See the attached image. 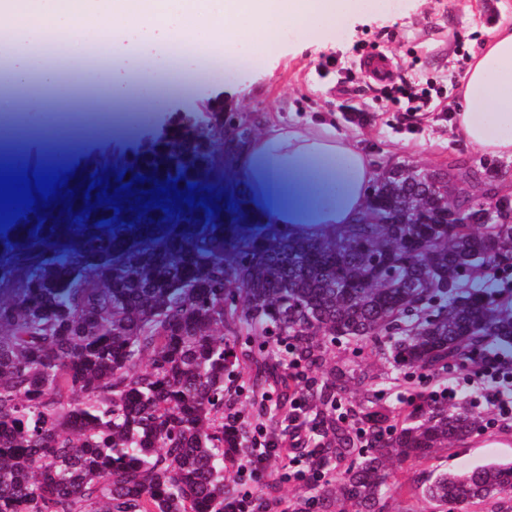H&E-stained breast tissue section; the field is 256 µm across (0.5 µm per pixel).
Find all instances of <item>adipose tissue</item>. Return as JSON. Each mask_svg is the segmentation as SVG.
<instances>
[{
  "mask_svg": "<svg viewBox=\"0 0 512 512\" xmlns=\"http://www.w3.org/2000/svg\"><path fill=\"white\" fill-rule=\"evenodd\" d=\"M350 0H0V46L11 56L0 83L39 98L43 88L66 91L46 46L64 42L66 62L86 55V29L100 32L105 70H115L142 44L163 56L173 50H224L231 74L263 66L280 35L305 29L321 37L347 20ZM452 124L483 153L512 158V24L499 26L475 54L460 87ZM238 200L257 221L289 223L287 188L308 203L306 220L316 230L353 222L366 208V189L376 177L371 157L348 133L325 120L309 126L268 124L235 159Z\"/></svg>",
  "mask_w": 512,
  "mask_h": 512,
  "instance_id": "ef3b65f1",
  "label": "adipose tissue"
}]
</instances>
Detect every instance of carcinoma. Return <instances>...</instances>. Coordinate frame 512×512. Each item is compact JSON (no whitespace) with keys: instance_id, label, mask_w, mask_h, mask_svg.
<instances>
[{"instance_id":"1","label":"carcinoma","mask_w":512,"mask_h":512,"mask_svg":"<svg viewBox=\"0 0 512 512\" xmlns=\"http://www.w3.org/2000/svg\"><path fill=\"white\" fill-rule=\"evenodd\" d=\"M252 135L247 119L216 103L131 159L102 154L89 174L149 171L164 158L166 178L201 189ZM459 174L472 192L455 197ZM421 175L405 166L380 174L355 223L310 236L253 230L228 207L225 225L206 212L200 229L178 233L190 218L158 207L156 222L170 228L138 236L143 219L119 221L108 205L91 227L72 219L78 243L51 255L42 221L18 233L29 245L0 232V512H225L238 493L224 469L246 437L224 417L238 362L220 335L226 325L277 337L310 370L324 367L338 338L385 341L397 367L427 375L512 344V296L475 284L509 268L487 242L512 249V223L483 221L476 201L493 170L453 164ZM449 202L471 219L451 234L441 223ZM349 392L334 370L306 390L323 437L314 464L332 456L347 466L301 512L340 503L385 512L393 463L427 460L473 433L461 405L428 399L406 413L367 396L341 412ZM410 492L512 512V460L431 473Z\"/></svg>"}]
</instances>
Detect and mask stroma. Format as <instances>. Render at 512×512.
Returning a JSON list of instances; mask_svg holds the SVG:
<instances>
[{
	"label": "stroma",
	"mask_w": 512,
	"mask_h": 512,
	"mask_svg": "<svg viewBox=\"0 0 512 512\" xmlns=\"http://www.w3.org/2000/svg\"><path fill=\"white\" fill-rule=\"evenodd\" d=\"M511 22L512 0H356L344 27L333 31L322 44L294 53L292 47L300 35L288 31L271 67L243 70L229 83L202 76L207 65H223V56L184 57L178 69L184 82L193 86L189 95L171 96L159 103L145 95L129 103L125 120L76 129L62 167L75 169L103 149L133 151L173 126L182 113L197 109L201 102L220 99L225 111L245 117L256 127L265 121L292 124L327 117L337 131L355 135L381 172L403 165L442 168L451 162L492 168L497 173L496 193L510 196L512 159L486 155L469 144L452 129L449 115L457 106L458 86L451 83L450 76L458 71V51L469 56L478 53L496 26ZM340 50L350 55V74L336 70L334 58ZM381 55L394 63L393 85L426 79L440 82L442 110L409 112L404 105L385 98L359 68L360 58ZM0 111L8 115L0 122V138L17 136L22 140L18 155L1 157L0 163L17 169L49 167L57 144L56 137L47 133L49 120L27 111L20 98L0 102ZM224 339L239 358L231 378L232 387L239 392L237 411L251 428L275 430L274 415L258 416L251 392L255 367L249 355L257 339L245 338L230 327L225 328ZM327 362L349 377L355 394L375 391L383 406L400 408L405 396L454 389L457 403L471 409L481 423L466 442L438 449L429 460L395 467L385 498L388 512H433L432 505L409 495L408 485L415 477L434 470L462 472L492 461L512 460V424L498 420L493 407L485 398L475 397L471 387L479 381L484 388H492L483 364L449 370L441 381L396 368L386 343L345 341L329 345ZM266 476L273 479L276 491L267 496L260 512H294L297 501L311 494L308 482L289 479L287 458L273 459Z\"/></svg>",
	"instance_id": "stroma-1"
}]
</instances>
